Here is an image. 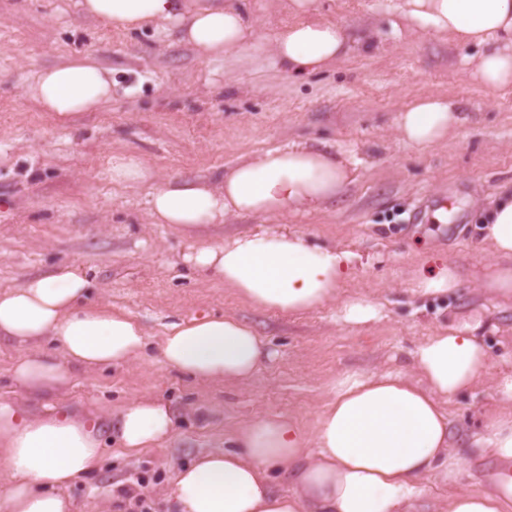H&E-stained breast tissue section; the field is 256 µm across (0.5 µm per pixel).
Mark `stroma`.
<instances>
[{"label": "stroma", "instance_id": "1", "mask_svg": "<svg viewBox=\"0 0 512 512\" xmlns=\"http://www.w3.org/2000/svg\"><path fill=\"white\" fill-rule=\"evenodd\" d=\"M259 47L214 59L181 42L174 28L115 32L87 17L79 0H0V289L69 264L94 280L105 305L143 326L134 361L74 370L57 407L103 415L152 396L178 417L169 443L126 452L108 440L96 473L66 488L76 512H127L121 488L148 483L152 512L175 467L231 447L235 429L286 415L313 432L337 378L351 372H410L411 354L434 332L481 323L492 357L475 388L449 406L454 441L467 447L494 403V378L512 375V302L488 296L483 269L496 263L477 203L512 191V87L494 93L473 81L480 50L443 40L405 18L400 0H317L350 47L338 62L295 77L269 45L293 19L290 0H240ZM93 54L112 73V99L66 128L23 96L39 69ZM460 102L464 123L447 142L418 149L394 131L416 98ZM325 143L357 160L345 190L323 209L281 218L231 217L184 232L152 223L149 189L112 181V159L132 157L162 177L210 179L243 157L291 143ZM451 195L458 221L417 224L427 198ZM301 230L355 255L352 277L331 302L302 314L260 310L185 261L198 239ZM456 267V289L412 290L421 267ZM362 295L379 320L341 319ZM233 315L273 353L244 384L192 379L163 366L159 342L174 322Z\"/></svg>", "mask_w": 512, "mask_h": 512}]
</instances>
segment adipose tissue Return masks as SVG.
I'll return each mask as SVG.
<instances>
[{
  "label": "adipose tissue",
  "instance_id": "1",
  "mask_svg": "<svg viewBox=\"0 0 512 512\" xmlns=\"http://www.w3.org/2000/svg\"><path fill=\"white\" fill-rule=\"evenodd\" d=\"M80 6L117 29L174 23L181 41L211 54L251 47V29L230 4L190 10L184 0H81ZM292 10L296 22L272 46L288 73L313 74L344 57L345 31L318 16L316 0H292ZM402 10L434 33L480 46L472 71L478 83L491 90L512 86V0H403ZM25 95L64 126L111 99L112 75L80 57L39 70ZM461 122L456 103L437 96L416 99L395 117L400 137L419 148L444 142ZM355 164L329 145L291 143L238 163L217 183L159 182L151 168L125 158L113 159L112 179L150 184L152 222L190 230L231 216L317 210L345 188ZM481 222L498 257L483 286L512 299V193L499 195ZM186 260L253 307L300 313L336 296L355 256L301 232L270 230L200 243ZM95 288L73 267L57 265L0 291V341L19 347L10 376L21 402L60 396L72 367L91 371L140 355L142 326L93 302ZM159 352L171 370L239 382L271 356L255 330L233 316L171 324ZM490 362L475 325L428 337L412 354L413 375L340 377L310 437L287 416L252 419L237 431L233 448L178 468L167 498L174 512H417L440 480L452 487L443 512H512V478L504 474L512 466V377L494 380L499 404L483 414L469 447H454L446 409L486 376ZM114 419L118 442L129 450L157 447L175 430L172 410L155 399L131 401ZM99 424L92 414L29 415L19 405H0V473L7 483L0 512H74L62 490L98 468ZM473 452L500 468L487 474L486 489L458 490ZM275 472L287 477L290 492L273 491Z\"/></svg>",
  "mask_w": 512,
  "mask_h": 512
}]
</instances>
